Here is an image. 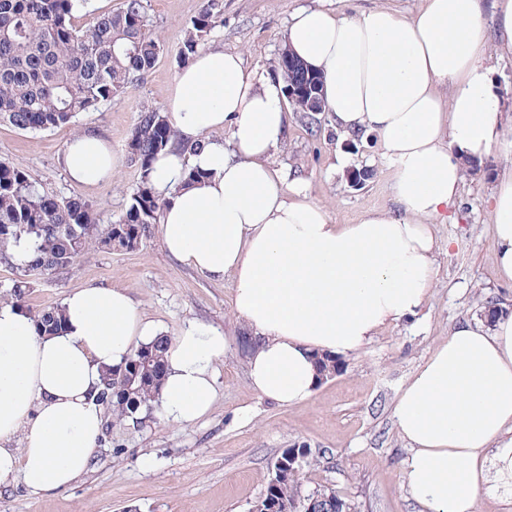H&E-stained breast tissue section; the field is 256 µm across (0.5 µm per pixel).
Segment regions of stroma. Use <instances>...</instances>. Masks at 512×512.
Wrapping results in <instances>:
<instances>
[{
	"label": "stroma",
	"mask_w": 512,
	"mask_h": 512,
	"mask_svg": "<svg viewBox=\"0 0 512 512\" xmlns=\"http://www.w3.org/2000/svg\"><path fill=\"white\" fill-rule=\"evenodd\" d=\"M153 33L163 44L154 68L127 93L77 115L69 125L24 132L0 123V160L25 167L39 189L78 197L102 223L119 219L140 182L127 143L141 111L165 109L179 70L186 28L201 0H143ZM206 44L239 50L249 66L274 73L292 15L322 7L346 15L382 5L402 18L415 16L425 0H223ZM310 131L299 113L288 114V137L276 166L298 171L310 199L337 224H353L368 212L395 206L392 170L375 138L341 135L331 114ZM95 132L107 139L119 164L110 182L87 188L70 181L59 158L73 136ZM506 163L496 150L467 166L447 220L435 228L444 248L436 286L420 315L383 330L342 372L320 383L301 404L281 406L248 384L244 326L231 305V278L200 274L173 260L160 234L133 251L98 246L68 269L32 279L30 311L62 304L72 291L91 285L118 287L146 319L176 336L197 323L225 332L231 351L215 364L217 398L208 414L181 424L159 413L141 423L117 422L99 445L86 473L69 488L36 495L19 481L0 484V512H250L265 492L271 464L292 443L314 456L303 471L305 490L324 485L344 496L352 512H422L410 496L404 462L408 445L394 419L398 395L410 377L456 324L477 321L486 301L512 311V283L499 281L490 231L489 196ZM370 177L352 186L351 175Z\"/></svg>",
	"instance_id": "1"
}]
</instances>
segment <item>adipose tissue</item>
<instances>
[{
    "instance_id": "ef3b65f1",
    "label": "adipose tissue",
    "mask_w": 512,
    "mask_h": 512,
    "mask_svg": "<svg viewBox=\"0 0 512 512\" xmlns=\"http://www.w3.org/2000/svg\"><path fill=\"white\" fill-rule=\"evenodd\" d=\"M284 46L321 75L342 134L377 135L402 212L332 223L302 179L272 166L287 127L284 82L221 47L176 74L166 108L182 140L224 129L228 141H203L190 157L166 149L152 182L170 198L160 224L168 255L232 276L235 314L256 341L249 384L292 406L319 383L316 355L357 354L420 313L441 250L434 219L455 202L468 162L512 152V117L482 63L492 50L512 54V0H499L490 24L480 0H425L409 20L384 6L352 16L306 8ZM61 163L96 186L118 159L108 141L82 133ZM188 167L207 178L185 182ZM490 203L497 274L512 282V165ZM61 309L64 331L41 335L19 308L0 305V481L18 478L34 494L87 472L104 430L94 402L103 370L163 334L117 287L77 289ZM231 347V337L195 325L172 338L165 419L191 423L211 409L215 363ZM394 416L409 445L408 491L424 512H476L490 474L512 479V314L456 325L401 390Z\"/></svg>"
}]
</instances>
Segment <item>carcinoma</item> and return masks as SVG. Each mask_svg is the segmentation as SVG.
Segmentation results:
<instances>
[{"label":"carcinoma","instance_id":"1","mask_svg":"<svg viewBox=\"0 0 512 512\" xmlns=\"http://www.w3.org/2000/svg\"><path fill=\"white\" fill-rule=\"evenodd\" d=\"M87 0H0V120L25 131H47L73 122L81 113L95 110L125 92L133 80L152 70L161 52L159 39L148 29L142 0H125L118 12L102 14L86 26L72 23L73 13ZM223 12V0H203L200 12L186 29L179 54L187 64L200 51ZM288 60V82L306 88L309 97L289 102L295 112L308 118L314 110L309 98L318 96L321 76L303 61L281 50ZM175 146L195 153L201 143H181L165 113L151 109L138 115L128 147L130 161L140 170V182L125 213L105 229L80 199L39 190L26 170L0 161V257L9 259L17 243L24 241L30 252L18 264L25 278L13 283L11 303L24 308L29 276L70 266L92 243L116 250L138 249L152 231L169 199L156 191L150 174L157 155ZM41 333L63 329L58 308L31 315ZM168 338L137 348L127 360L104 377L97 402L123 421L134 420L150 409L158 396L165 367ZM320 378L328 380L341 371L337 358L319 357ZM310 463L305 443L282 450V463L264 494L274 504L288 505V512H329L333 503L347 500L328 487L302 493L295 472L283 475L290 458Z\"/></svg>","mask_w":512,"mask_h":512}]
</instances>
